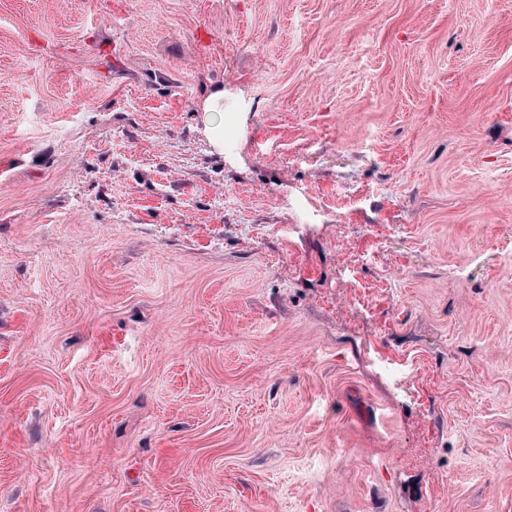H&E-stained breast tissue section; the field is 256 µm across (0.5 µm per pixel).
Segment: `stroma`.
<instances>
[{
  "mask_svg": "<svg viewBox=\"0 0 512 512\" xmlns=\"http://www.w3.org/2000/svg\"><path fill=\"white\" fill-rule=\"evenodd\" d=\"M0 512H512V0H0Z\"/></svg>",
  "mask_w": 512,
  "mask_h": 512,
  "instance_id": "1",
  "label": "stroma"
}]
</instances>
